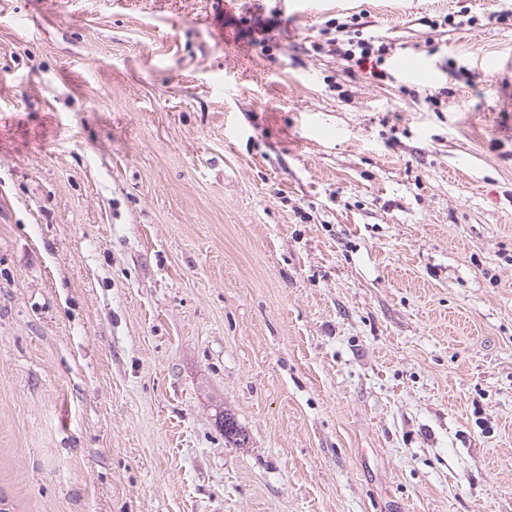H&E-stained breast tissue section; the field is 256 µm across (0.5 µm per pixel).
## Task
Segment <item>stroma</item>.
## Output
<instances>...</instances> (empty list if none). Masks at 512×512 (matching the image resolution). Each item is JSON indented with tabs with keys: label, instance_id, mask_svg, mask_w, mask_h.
I'll list each match as a JSON object with an SVG mask.
<instances>
[{
	"label": "stroma",
	"instance_id": "1",
	"mask_svg": "<svg viewBox=\"0 0 512 512\" xmlns=\"http://www.w3.org/2000/svg\"><path fill=\"white\" fill-rule=\"evenodd\" d=\"M302 4L0 0L6 512H512V0ZM361 23L356 22V17H350V20L336 23L334 35L329 36L323 43H315V50H326L332 55L339 56L349 65V70L355 73V68L365 69L368 66L369 75L377 80L384 81L389 79V72L386 68L387 56L392 50V44L384 41L382 38L370 36L363 37V32L359 29ZM488 65L498 75V100L501 106V110L507 111L500 113H504V115L508 116L509 120L511 121L512 130V59H496L490 61Z\"/></svg>",
	"mask_w": 512,
	"mask_h": 512
}]
</instances>
